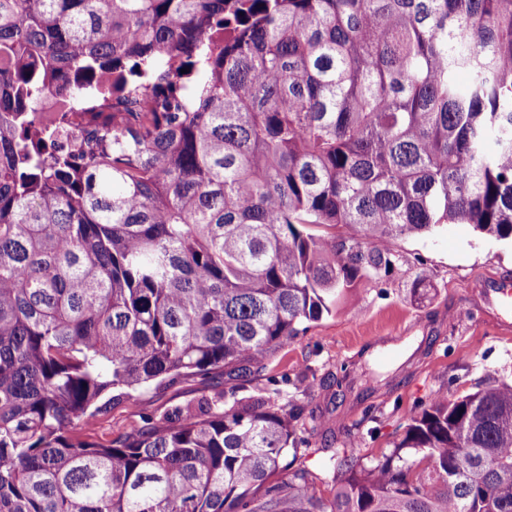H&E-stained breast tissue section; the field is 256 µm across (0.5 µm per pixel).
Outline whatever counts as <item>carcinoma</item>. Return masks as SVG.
Returning <instances> with one entry per match:
<instances>
[{"instance_id":"obj_1","label":"carcinoma","mask_w":512,"mask_h":512,"mask_svg":"<svg viewBox=\"0 0 512 512\" xmlns=\"http://www.w3.org/2000/svg\"><path fill=\"white\" fill-rule=\"evenodd\" d=\"M93 80L103 121L45 153L38 102ZM442 224L512 240V0H0V512H512V384L331 455L324 498L303 409L251 378ZM230 382L224 370L205 379L198 375H186L160 388L134 393L131 400L114 401L108 413L97 422L92 438L106 443L119 435L138 430L146 422H160L173 409L194 402L202 394L227 389Z\"/></svg>"}]
</instances>
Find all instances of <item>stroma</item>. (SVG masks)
I'll return each mask as SVG.
<instances>
[{
	"instance_id": "stroma-1",
	"label": "stroma",
	"mask_w": 512,
	"mask_h": 512,
	"mask_svg": "<svg viewBox=\"0 0 512 512\" xmlns=\"http://www.w3.org/2000/svg\"><path fill=\"white\" fill-rule=\"evenodd\" d=\"M394 267L357 282L342 308L272 351L255 383L281 389L304 408L303 462L324 475L329 449L351 450L370 466L391 454L413 415L440 390L458 397L489 379L512 383V327H504L484 301L499 278L512 277V243L473 227L445 224L392 246ZM347 378L342 402L335 381ZM224 372L186 375L159 388L114 401L98 421L104 443L157 423L199 396L229 387Z\"/></svg>"
}]
</instances>
